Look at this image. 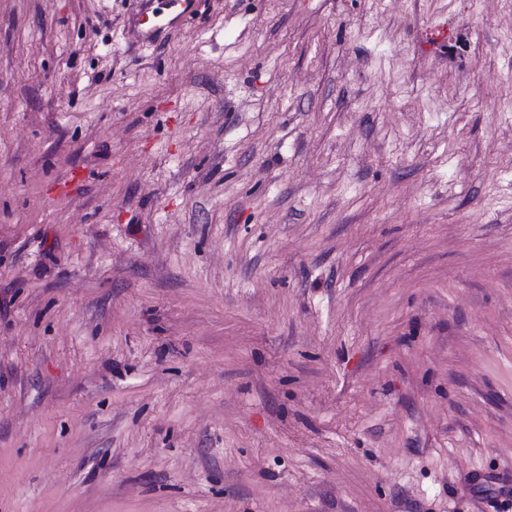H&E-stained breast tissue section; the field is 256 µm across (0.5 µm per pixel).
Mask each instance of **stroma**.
I'll return each instance as SVG.
<instances>
[{"label": "stroma", "mask_w": 512, "mask_h": 512, "mask_svg": "<svg viewBox=\"0 0 512 512\" xmlns=\"http://www.w3.org/2000/svg\"><path fill=\"white\" fill-rule=\"evenodd\" d=\"M507 473L512 0H0V512Z\"/></svg>", "instance_id": "stroma-1"}]
</instances>
